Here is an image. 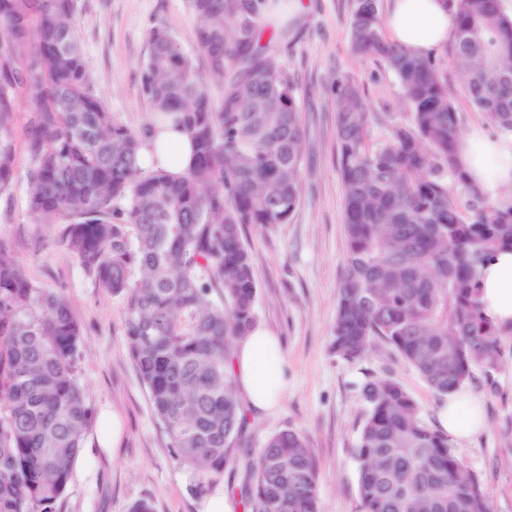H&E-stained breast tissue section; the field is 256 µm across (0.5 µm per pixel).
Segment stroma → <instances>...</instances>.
Masks as SVG:
<instances>
[{
    "label": "stroma",
    "instance_id": "35a3bbf8",
    "mask_svg": "<svg viewBox=\"0 0 512 512\" xmlns=\"http://www.w3.org/2000/svg\"><path fill=\"white\" fill-rule=\"evenodd\" d=\"M307 11L279 55L295 78L306 138L303 190L286 224L248 226L245 242L258 282L257 322L280 336L288 358V393L281 409L249 421L247 447L291 429L314 450L320 512H358V463L353 450L367 413V381L393 378L413 396L420 417L434 425L440 396L388 344L378 341L349 363L332 349L337 288L346 250L344 201L336 151V76L358 79L370 112L407 115L395 75L378 59L352 52L353 0H305ZM78 34L95 88L113 119L132 130L148 121L150 103L140 71L152 29L162 27L208 68L191 38L195 16L188 0H78ZM16 169L10 192L0 195V239L9 242L29 277L63 290L83 331L75 373L95 411L109 408L124 419L114 454L99 456L95 471L72 475L61 512H130L141 499L154 512H196L202 496L193 477L171 456L147 392L130 359L122 296L99 288L66 252L56 226L32 219L29 185V100L15 99ZM503 361L493 375L475 371L486 429L460 448L466 465L491 497L492 512H512V335L502 336ZM246 447V448H247Z\"/></svg>",
    "mask_w": 512,
    "mask_h": 512
}]
</instances>
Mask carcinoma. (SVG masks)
I'll return each instance as SVG.
<instances>
[{
    "instance_id": "carcinoma-1",
    "label": "carcinoma",
    "mask_w": 512,
    "mask_h": 512,
    "mask_svg": "<svg viewBox=\"0 0 512 512\" xmlns=\"http://www.w3.org/2000/svg\"><path fill=\"white\" fill-rule=\"evenodd\" d=\"M188 2L210 77L169 31L153 30L141 67L151 117L133 131L94 93L77 0H0V195L13 181L15 97L25 94L28 210L61 227L99 287L123 295L130 358L172 456L201 491L234 463L229 449L247 429L226 371L236 337L257 320L244 228L292 217L305 132L294 78L276 41H263L266 0ZM445 3L467 94L497 135L512 136V15L503 0ZM349 31L354 54L396 75L410 119L372 139L376 115L357 79H335L346 251L333 349L353 363L382 341L446 397L475 370L501 366L503 332L483 313L478 271L512 249V186L490 195L468 180L443 58L388 40L380 0H355ZM168 121L189 134L195 163L145 174L141 150ZM81 342L67 298L28 277L0 240V512H59L95 422L75 375ZM363 396L359 512H490L489 492L401 383L370 381ZM238 496L246 512H318L313 449L293 430L269 436L245 462Z\"/></svg>"
}]
</instances>
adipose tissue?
<instances>
[{"label":"adipose tissue","mask_w":512,"mask_h":512,"mask_svg":"<svg viewBox=\"0 0 512 512\" xmlns=\"http://www.w3.org/2000/svg\"><path fill=\"white\" fill-rule=\"evenodd\" d=\"M385 25L392 39L415 54L428 55L444 46L456 21L442 0H390ZM482 158L468 163L473 179L488 193L512 184V139L485 137ZM193 150L185 132L160 128L140 155L146 165L175 172L186 169ZM480 302L485 315L503 332H512V251L496 253L480 271ZM245 411L253 417L274 413L288 390V359L268 329L257 326L238 337L228 366ZM439 431L454 442L480 435L485 428L482 399L472 389L450 394L436 415Z\"/></svg>","instance_id":"obj_1"}]
</instances>
